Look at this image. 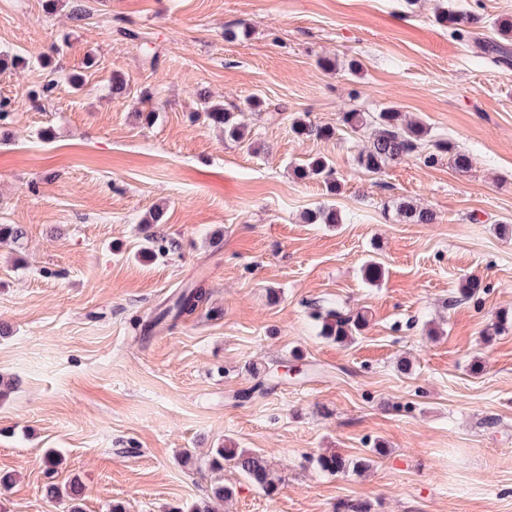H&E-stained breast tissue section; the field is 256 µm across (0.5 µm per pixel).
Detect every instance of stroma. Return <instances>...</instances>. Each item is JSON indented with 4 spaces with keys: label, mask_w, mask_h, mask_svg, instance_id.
I'll use <instances>...</instances> for the list:
<instances>
[{
    "label": "stroma",
    "mask_w": 512,
    "mask_h": 512,
    "mask_svg": "<svg viewBox=\"0 0 512 512\" xmlns=\"http://www.w3.org/2000/svg\"><path fill=\"white\" fill-rule=\"evenodd\" d=\"M0 0V491L6 512H67L47 483L78 479L84 512H512V68L474 57L438 24L437 0ZM480 36L512 0H453ZM248 24L249 36L225 29ZM337 61L319 67L321 57ZM131 92L114 97L113 74ZM52 94L36 97L46 80ZM245 108L255 150L197 121L196 93ZM392 106L472 158L358 167L364 132L344 112ZM154 112L152 122L143 113ZM335 127L301 138L292 118ZM328 157L340 183L294 168ZM431 209L409 222L400 203ZM334 205L341 222L311 224ZM162 210L176 250L142 258V223ZM384 275L365 282L366 260ZM479 280L477 298L461 299ZM207 302L143 326L188 285ZM362 310L350 343L319 334L315 307ZM277 379L251 393L255 369ZM260 452L266 495L210 449ZM63 463L46 475L47 449ZM328 450L371 461L330 475ZM233 487L229 500L213 489Z\"/></svg>",
    "instance_id": "1"
}]
</instances>
